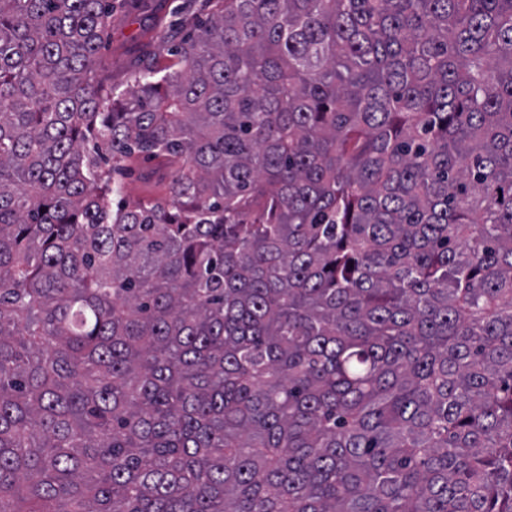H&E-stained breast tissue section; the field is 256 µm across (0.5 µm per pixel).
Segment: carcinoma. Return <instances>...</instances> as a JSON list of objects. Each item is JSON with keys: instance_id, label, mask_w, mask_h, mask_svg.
<instances>
[{"instance_id": "carcinoma-1", "label": "carcinoma", "mask_w": 512, "mask_h": 512, "mask_svg": "<svg viewBox=\"0 0 512 512\" xmlns=\"http://www.w3.org/2000/svg\"><path fill=\"white\" fill-rule=\"evenodd\" d=\"M217 5L0 0V512H512V0ZM183 1L116 0L107 41L99 55L97 81L105 80L117 92L129 90L134 85L135 62L145 51H156L158 64H167L170 57L163 35L176 19L172 10ZM152 167V162L143 161L133 165L132 172L123 179L125 195L128 199L137 200L143 197H164L166 195L172 174L165 179H160L157 175L147 179L146 172Z\"/></svg>"}]
</instances>
